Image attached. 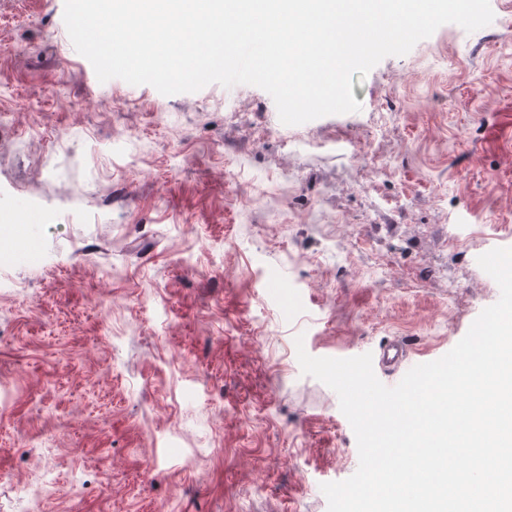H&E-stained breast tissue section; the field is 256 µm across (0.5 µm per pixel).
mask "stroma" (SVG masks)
Instances as JSON below:
<instances>
[{"label":"stroma","instance_id":"1","mask_svg":"<svg viewBox=\"0 0 512 512\" xmlns=\"http://www.w3.org/2000/svg\"><path fill=\"white\" fill-rule=\"evenodd\" d=\"M289 126L272 97L99 82L64 0H0V512H327L359 465L308 354L397 385L512 248V0ZM402 342L406 360L381 364ZM37 488L39 500L25 495Z\"/></svg>","mask_w":512,"mask_h":512}]
</instances>
